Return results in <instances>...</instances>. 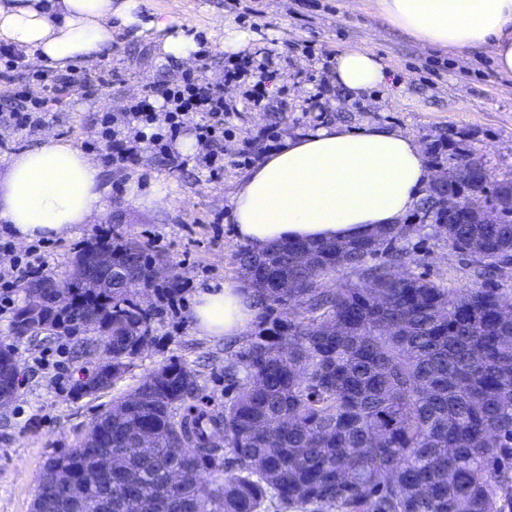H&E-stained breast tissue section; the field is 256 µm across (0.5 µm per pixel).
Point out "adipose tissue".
Returning <instances> with one entry per match:
<instances>
[{
    "instance_id": "adipose-tissue-1",
    "label": "adipose tissue",
    "mask_w": 512,
    "mask_h": 512,
    "mask_svg": "<svg viewBox=\"0 0 512 512\" xmlns=\"http://www.w3.org/2000/svg\"><path fill=\"white\" fill-rule=\"evenodd\" d=\"M141 0H0V42L28 62L65 70L102 56L116 28L159 33L165 57L194 59L195 34L170 19L141 17ZM390 23L441 48L485 49L512 76V0H380ZM335 82L357 94L384 84L386 72L365 49L336 58ZM430 172L418 143L396 130L329 125L288 138L251 168L231 203L237 237L263 250L285 241L344 240L399 222L415 206ZM96 161L44 136L13 154L0 174V230L19 241L70 236L107 210ZM250 291L224 282L198 288L190 321L202 336L233 337L255 317Z\"/></svg>"
}]
</instances>
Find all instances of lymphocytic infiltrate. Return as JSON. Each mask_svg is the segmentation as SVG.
Listing matches in <instances>:
<instances>
[{
    "mask_svg": "<svg viewBox=\"0 0 512 512\" xmlns=\"http://www.w3.org/2000/svg\"><path fill=\"white\" fill-rule=\"evenodd\" d=\"M104 84L102 77L90 73L79 78L45 74L37 111L23 104L13 107L12 126L34 131L43 125L54 105L77 91L88 98L97 97ZM236 110V104L225 99L223 86L196 76L185 77L178 85L153 83L124 111L102 113L93 127L94 141L103 146V160L112 167L127 168L135 156L134 143L146 140L169 169L181 171L193 164L214 179L224 169V120ZM188 129L199 146L191 160L176 149L178 139Z\"/></svg>",
    "mask_w": 512,
    "mask_h": 512,
    "instance_id": "obj_1",
    "label": "lymphocytic infiltrate"
}]
</instances>
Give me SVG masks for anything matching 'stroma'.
Wrapping results in <instances>:
<instances>
[{"label":"stroma","instance_id":"stroma-1","mask_svg":"<svg viewBox=\"0 0 512 512\" xmlns=\"http://www.w3.org/2000/svg\"><path fill=\"white\" fill-rule=\"evenodd\" d=\"M141 10L173 18L175 26L196 33L198 59L163 63L155 35L134 38L113 31L107 52L84 65L111 73V83L91 100L74 94L30 133L14 130L8 111L19 89L38 97L40 67L27 66L14 81H0V170L11 155L47 134L83 147L96 113L123 111L147 84L173 83L191 73L223 87L225 99L239 108L224 121V174L213 180L193 168L171 171L145 147L138 148L128 169L103 167L107 213L117 218L113 235L147 245L189 283L176 307L154 318L151 339L108 389L80 388L98 369L99 334L19 336L12 314L0 315V344L11 347L20 363L17 396L0 410V512H32L45 461L76 447L91 420L163 364L177 362L195 372L197 398L212 410H222L235 396L225 368L244 350L247 336L198 335L190 310L200 286L241 280L237 253L243 243L234 232L231 197L249 170L238 157L243 138H256L264 158L268 151L261 136L269 129L284 141L330 124L378 126L413 137L427 156L435 144L452 142L481 157L491 181L512 180V77L498 72L487 51L418 43L384 17L378 0H143ZM228 30L247 34L241 51L256 61H264L269 49L279 54L273 63L277 76L261 106L248 104L245 85L224 81L231 55L224 47ZM347 47L372 51L388 73L386 85L356 95L337 87L336 56ZM321 83L330 87L325 109L308 111L307 101ZM155 190L163 195L162 205H138L140 196ZM416 225L412 237L399 244L410 257L409 270L458 293L479 287L471 259L449 247L440 225ZM96 229L81 224L71 237L52 240L48 272L68 276Z\"/></svg>","mask_w":512,"mask_h":512}]
</instances>
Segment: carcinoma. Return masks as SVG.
I'll list each match as a JSON object with an SVG mask.
<instances>
[{"label":"carcinoma","instance_id":"carcinoma-1","mask_svg":"<svg viewBox=\"0 0 512 512\" xmlns=\"http://www.w3.org/2000/svg\"><path fill=\"white\" fill-rule=\"evenodd\" d=\"M447 181L431 186L425 213L452 249L475 262L512 253V181L491 187L490 203L472 216L459 198L488 187L480 158L453 151ZM412 224H392L344 241H295L262 252L243 248L240 269L259 321L229 371L237 396L219 413L189 402L198 391L189 368L164 365L146 374L119 410L92 422L76 448L47 459L32 512H505L512 504V298L493 288L462 295L400 270L398 241ZM112 248L126 280L101 288L92 302L50 309L48 327L101 333L112 375L105 390L148 339L175 284L152 276L159 256L120 238L81 250ZM312 261L303 265L299 254ZM348 269L355 279L325 284ZM297 288L283 291V280ZM151 288L142 307L134 288ZM386 296L377 309L373 294ZM18 361H0V384L16 388ZM156 446L137 447L142 426ZM116 457L109 469L99 460ZM176 469L181 482L172 485Z\"/></svg>","mask_w":512,"mask_h":512}]
</instances>
